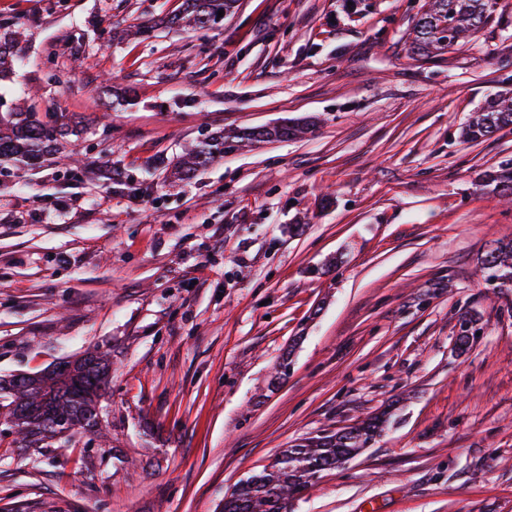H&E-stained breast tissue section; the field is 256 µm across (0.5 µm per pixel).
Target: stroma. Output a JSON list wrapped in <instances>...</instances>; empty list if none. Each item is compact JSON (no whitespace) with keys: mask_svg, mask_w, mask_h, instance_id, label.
Wrapping results in <instances>:
<instances>
[{"mask_svg":"<svg viewBox=\"0 0 512 512\" xmlns=\"http://www.w3.org/2000/svg\"><path fill=\"white\" fill-rule=\"evenodd\" d=\"M423 3L239 0L194 30L162 23L182 0H0V101L35 89L82 128L79 165H0V379L112 361L98 432L31 448L0 415V512H221L280 451L382 413L289 512H512V284L480 265L512 242L483 185L512 126L461 135L512 89V0L427 58ZM301 116L172 177L215 132Z\"/></svg>","mask_w":512,"mask_h":512,"instance_id":"1","label":"stroma"}]
</instances>
